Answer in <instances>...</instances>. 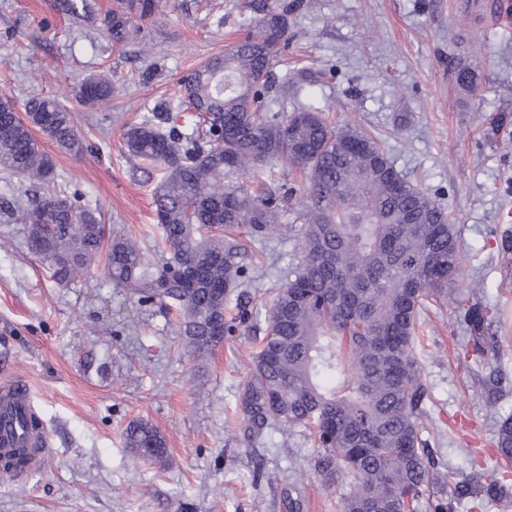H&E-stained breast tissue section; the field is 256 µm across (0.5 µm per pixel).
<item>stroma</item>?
Listing matches in <instances>:
<instances>
[{"mask_svg":"<svg viewBox=\"0 0 512 512\" xmlns=\"http://www.w3.org/2000/svg\"><path fill=\"white\" fill-rule=\"evenodd\" d=\"M160 0L155 16L133 21L113 46L104 26L116 0H86L85 14L59 0H0V95L49 96L68 108L83 144L64 153L49 138L58 191L97 207L110 237L160 242L152 204L159 170H144L123 142L127 123L180 95V78L223 54L269 4L293 5L295 33L274 65L272 96L285 110L313 103L383 140L395 167L447 206L460 233L461 270L447 299L424 301L415 355L429 398L421 419L430 463L441 481L417 512H512L472 506L454 487L472 472L469 446L491 448L512 416V0ZM465 52L478 90L461 99L454 58ZM304 91L282 97L285 76ZM123 78L94 107L75 92L92 76ZM36 187L0 172V377L29 382L53 451L22 481H0V512H288L297 490L304 512H342L346 473L314 469L309 431L270 430L250 444L235 430L239 388L262 329L244 324L205 357L183 344L179 323L160 304L139 305L114 287L104 265L66 284L31 251L18 207ZM304 198L283 208L241 290L263 318L298 255L294 228ZM488 312L493 347L482 362L467 352L460 302ZM145 421L164 434L171 462L136 464L126 427Z\"/></svg>","mask_w":512,"mask_h":512,"instance_id":"stroma-1","label":"stroma"}]
</instances>
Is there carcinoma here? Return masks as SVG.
Returning <instances> with one entry per match:
<instances>
[{
	"mask_svg": "<svg viewBox=\"0 0 512 512\" xmlns=\"http://www.w3.org/2000/svg\"><path fill=\"white\" fill-rule=\"evenodd\" d=\"M106 18L112 43L122 45L130 18L155 15L159 0H118ZM288 7H272L224 54L182 80L177 104L198 123L182 131L168 116L126 125L130 155L163 175L153 188L157 222L168 255L156 259L130 237L109 239L97 212L82 197L54 189L32 200L16 221L33 237L50 225L44 250L56 258V278L84 276L106 256L117 288L147 306L158 302L180 316L186 347L213 351L211 325L224 334L249 320L227 316V303L247 276L245 239L280 227L293 189L255 195L241 182L282 164L305 174L307 204L298 261L265 308V336L252 358L237 402L238 432L247 442L275 426L313 429L321 451L314 468L344 470L353 490L343 512H415V503L439 480L420 438L428 391L414 352L417 314L430 296L448 298L460 268L459 230L447 208L391 162L374 137L327 121L317 106L276 110L270 97L274 62L288 47ZM455 82L463 95L477 86L460 57ZM119 84L91 78L77 92L84 106L112 97ZM34 124L63 152L83 150L71 112L47 97L17 105L0 96V169L34 185L55 183L53 158L32 136ZM465 320L474 352L484 354L486 316L471 304ZM498 453L512 458V417L495 435ZM125 447L141 462L169 464L164 435L146 422L130 425ZM478 487L460 485L474 499L512 490L492 472Z\"/></svg>",
	"mask_w": 512,
	"mask_h": 512,
	"instance_id": "obj_1",
	"label": "carcinoma"
}]
</instances>
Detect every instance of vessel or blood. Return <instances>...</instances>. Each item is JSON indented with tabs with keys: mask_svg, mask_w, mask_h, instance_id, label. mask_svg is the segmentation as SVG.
Wrapping results in <instances>:
<instances>
[{
	"mask_svg": "<svg viewBox=\"0 0 512 512\" xmlns=\"http://www.w3.org/2000/svg\"><path fill=\"white\" fill-rule=\"evenodd\" d=\"M34 408L27 383L12 378L0 384V460L16 449L30 451L29 463L41 465L48 456L51 442L41 425H32Z\"/></svg>",
	"mask_w": 512,
	"mask_h": 512,
	"instance_id": "vessel-or-blood-1",
	"label": "vessel or blood"
}]
</instances>
